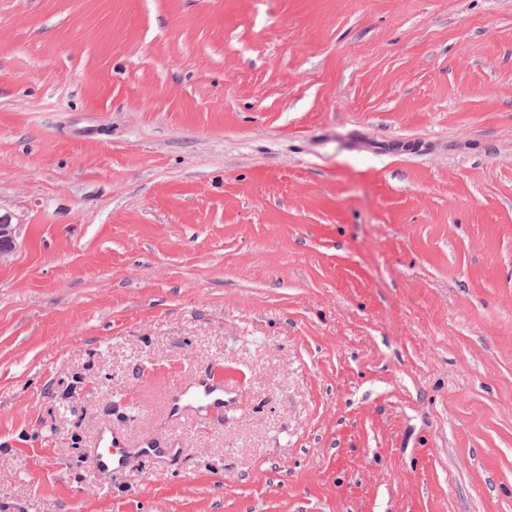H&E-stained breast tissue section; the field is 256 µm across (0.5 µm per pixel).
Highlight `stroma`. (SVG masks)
Here are the masks:
<instances>
[{
  "label": "stroma",
  "instance_id": "35a3bbf8",
  "mask_svg": "<svg viewBox=\"0 0 512 512\" xmlns=\"http://www.w3.org/2000/svg\"><path fill=\"white\" fill-rule=\"evenodd\" d=\"M5 213L0 512H512V0H0ZM224 394V383L207 376L199 378L188 387L179 388L171 400L170 411L173 415L188 410H209L224 407V400L217 397ZM100 442L102 446L96 452V468L100 472L120 470L131 458L140 456L162 458L177 451L176 448H164L160 441L139 442L132 447L122 436L112 432H104Z\"/></svg>",
  "mask_w": 512,
  "mask_h": 512
}]
</instances>
